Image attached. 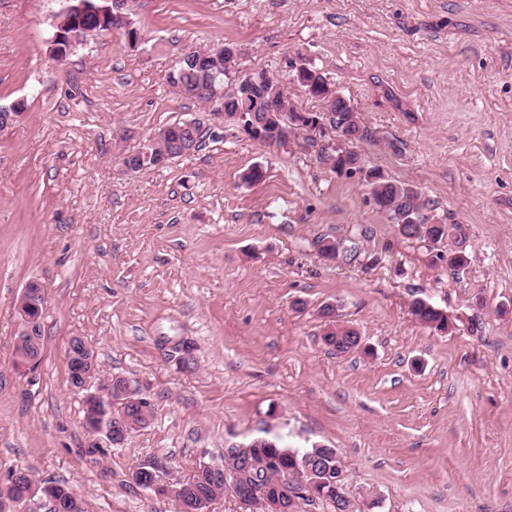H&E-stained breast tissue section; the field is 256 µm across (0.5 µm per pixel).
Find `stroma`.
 Returning <instances> with one entry per match:
<instances>
[{"label":"stroma","mask_w":512,"mask_h":512,"mask_svg":"<svg viewBox=\"0 0 512 512\" xmlns=\"http://www.w3.org/2000/svg\"><path fill=\"white\" fill-rule=\"evenodd\" d=\"M60 5L0 0V105L25 102L0 129V485L21 468L92 512H179L133 471L183 481L276 437L334 448L366 512H512V0H136L141 47L116 31L59 64ZM227 43L245 72L321 70L375 133L354 145L366 166L463 226L465 271L442 262L447 244L404 239L361 179L321 163V140L259 142L172 87L183 56ZM191 119L202 150L124 171ZM33 279L47 312L24 374L15 310ZM418 297L453 328L415 321ZM326 305L362 349L324 345ZM75 336L151 406L94 459Z\"/></svg>","instance_id":"stroma-1"}]
</instances>
